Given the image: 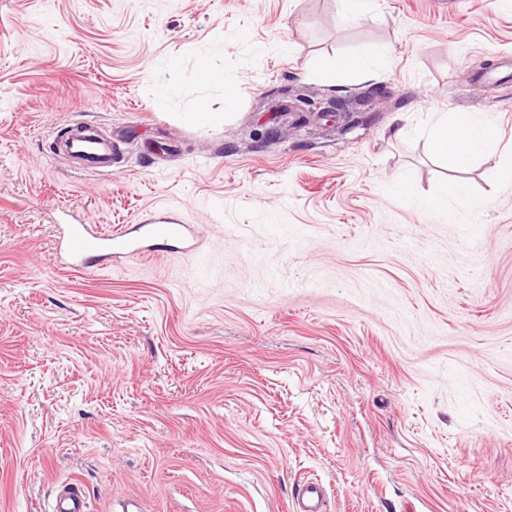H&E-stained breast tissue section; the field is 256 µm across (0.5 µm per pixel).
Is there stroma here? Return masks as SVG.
Segmentation results:
<instances>
[{"instance_id":"35a3bbf8","label":"stroma","mask_w":512,"mask_h":512,"mask_svg":"<svg viewBox=\"0 0 512 512\" xmlns=\"http://www.w3.org/2000/svg\"><path fill=\"white\" fill-rule=\"evenodd\" d=\"M511 63L512 0H0V512L71 479L90 512H291L307 479L331 512H512V178L417 128L472 112L512 155ZM77 123L125 133L111 169L56 151ZM449 180L488 205L395 192ZM66 213L172 214L196 251L64 269ZM386 56L382 52L354 53L339 57L336 63L317 72V77L324 83L335 86L342 73H354L362 78L371 79L374 77L376 69L384 62ZM398 193L402 197L407 199L409 203L412 204L413 206L430 211L446 209L448 196L463 201L470 207L481 208L485 207L488 204V201L486 199L476 198L467 195L464 189L456 183H449L448 186L445 188L444 192L440 196L427 200L415 197L411 193L409 187L404 183L399 185Z\"/></svg>"}]
</instances>
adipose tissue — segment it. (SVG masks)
<instances>
[{
	"label": "adipose tissue",
	"mask_w": 512,
	"mask_h": 512,
	"mask_svg": "<svg viewBox=\"0 0 512 512\" xmlns=\"http://www.w3.org/2000/svg\"><path fill=\"white\" fill-rule=\"evenodd\" d=\"M384 60L381 52L354 53L339 57L333 66L319 70L317 76L331 86L346 72L370 79ZM421 125L433 156L456 163L478 159L488 165L491 173L512 176V157L498 153V132L493 124L477 122L468 112H428L422 117Z\"/></svg>",
	"instance_id": "1"
}]
</instances>
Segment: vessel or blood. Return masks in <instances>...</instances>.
Returning <instances> with one entry per match:
<instances>
[{"mask_svg":"<svg viewBox=\"0 0 512 512\" xmlns=\"http://www.w3.org/2000/svg\"><path fill=\"white\" fill-rule=\"evenodd\" d=\"M59 150L85 165L107 170L115 156L112 137H104L84 124L72 126L60 138ZM138 238L127 237L121 230L110 234L98 232L89 224H65L61 227L58 255L67 268H86L90 264L112 263L137 253L151 251L154 241H176L185 251H193L190 225L171 217L161 224L139 225ZM326 490L317 482L301 483L294 498L293 512H326ZM53 512H88L84 488L80 482L65 481L57 485Z\"/></svg>","mask_w":512,"mask_h":512,"instance_id":"1","label":"vessel or blood"}]
</instances>
